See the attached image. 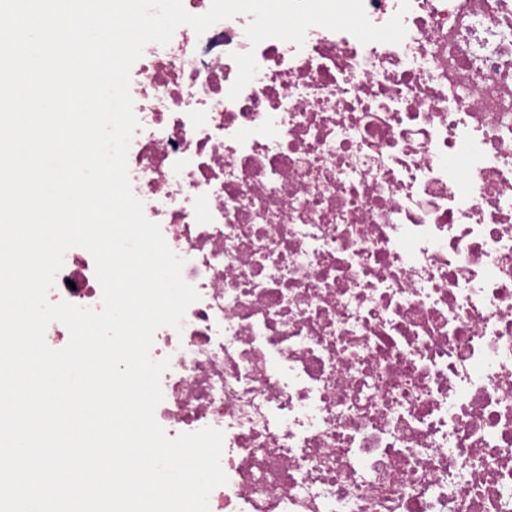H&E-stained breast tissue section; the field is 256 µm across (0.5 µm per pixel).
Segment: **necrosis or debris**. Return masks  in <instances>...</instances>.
<instances>
[{
	"label": "necrosis or debris",
	"mask_w": 512,
	"mask_h": 512,
	"mask_svg": "<svg viewBox=\"0 0 512 512\" xmlns=\"http://www.w3.org/2000/svg\"><path fill=\"white\" fill-rule=\"evenodd\" d=\"M405 1L398 44L239 14L131 68V188L200 295L155 418L223 431L209 512H512V0L365 12ZM101 298L70 248L50 301Z\"/></svg>",
	"instance_id": "obj_1"
}]
</instances>
